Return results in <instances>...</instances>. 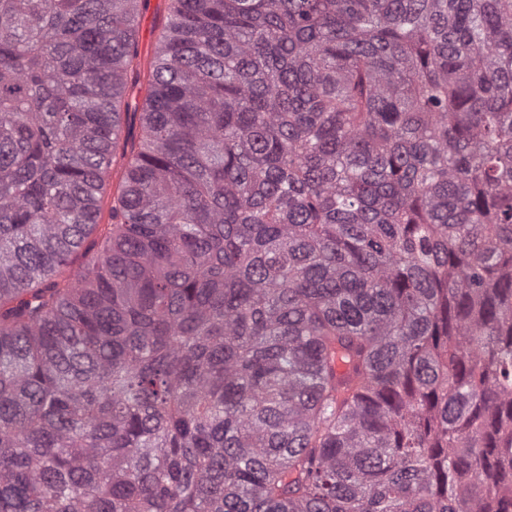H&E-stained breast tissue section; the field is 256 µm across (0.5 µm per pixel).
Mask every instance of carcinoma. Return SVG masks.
I'll use <instances>...</instances> for the list:
<instances>
[{
    "label": "carcinoma",
    "instance_id": "carcinoma-1",
    "mask_svg": "<svg viewBox=\"0 0 512 512\" xmlns=\"http://www.w3.org/2000/svg\"><path fill=\"white\" fill-rule=\"evenodd\" d=\"M139 2L0 0V512H506L512 0ZM167 0L142 1L138 18L139 51L148 60L155 54L161 26L167 15Z\"/></svg>",
    "mask_w": 512,
    "mask_h": 512
}]
</instances>
